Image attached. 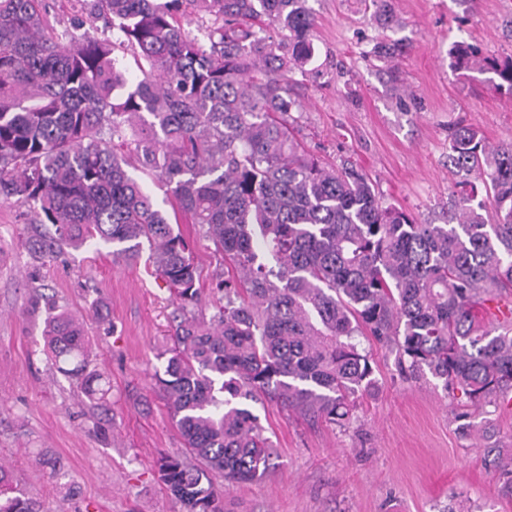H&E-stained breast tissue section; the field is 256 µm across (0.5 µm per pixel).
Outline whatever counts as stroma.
Returning <instances> with one entry per match:
<instances>
[{
    "label": "stroma",
    "instance_id": "1",
    "mask_svg": "<svg viewBox=\"0 0 512 512\" xmlns=\"http://www.w3.org/2000/svg\"><path fill=\"white\" fill-rule=\"evenodd\" d=\"M58 31L74 18L88 38L102 22L81 0H45ZM315 17V58L292 88L306 148L330 164L350 156L385 203L419 221L440 222L459 180L448 166V129L474 126L491 145L512 142V99L487 89L488 72L459 70L453 42L481 56L512 58V0H391V28L363 0H307ZM396 45L392 60L377 44ZM200 270L198 318L214 312L211 283L222 268L198 225L180 223ZM31 214L0 202V464L43 512H181L154 464L181 448L153 375L166 349L174 306L147 258L116 265L94 247L32 256ZM42 294L84 328L89 358L109 381L93 408L44 350ZM105 303L106 321L92 315ZM377 388L339 426L252 404L275 448L260 479L224 488V512H512L485 467L478 436H463L453 392L428 371L400 369L394 353L369 341ZM64 477H54L53 463Z\"/></svg>",
    "mask_w": 512,
    "mask_h": 512
}]
</instances>
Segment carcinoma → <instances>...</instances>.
Returning a JSON list of instances; mask_svg holds the SVG:
<instances>
[{
	"instance_id": "obj_1",
	"label": "carcinoma",
	"mask_w": 512,
	"mask_h": 512,
	"mask_svg": "<svg viewBox=\"0 0 512 512\" xmlns=\"http://www.w3.org/2000/svg\"><path fill=\"white\" fill-rule=\"evenodd\" d=\"M41 2L0 0V199L51 225L27 240L40 258L95 243L133 264L148 250L175 305L156 379L183 445L156 466L182 512H224L209 474L232 484L271 467L246 401L350 422L376 386L364 335L460 393L454 420L486 440L484 463L511 500L512 455L487 443L471 410L512 401V311L496 325L485 317L512 288V144L453 128L448 166L469 178L444 223L423 224L385 204L351 159L328 166L304 149L290 74L315 53L307 0H84L139 59L134 83L111 40L56 33ZM200 3L214 16L206 44L181 22ZM449 55L494 71L490 90L512 97V61L465 42ZM132 169L165 189L172 214ZM182 216L225 265L207 322L188 311L200 272L174 228ZM45 313L49 357L101 405L108 389L81 325ZM0 512L40 510L21 492L0 496Z\"/></svg>"
}]
</instances>
